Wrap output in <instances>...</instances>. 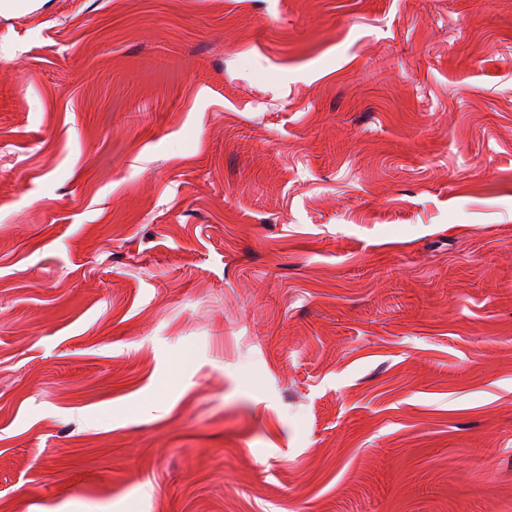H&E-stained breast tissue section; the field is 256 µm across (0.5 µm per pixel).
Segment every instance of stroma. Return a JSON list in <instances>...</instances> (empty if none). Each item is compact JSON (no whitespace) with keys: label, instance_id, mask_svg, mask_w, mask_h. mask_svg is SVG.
<instances>
[{"label":"stroma","instance_id":"stroma-1","mask_svg":"<svg viewBox=\"0 0 512 512\" xmlns=\"http://www.w3.org/2000/svg\"><path fill=\"white\" fill-rule=\"evenodd\" d=\"M0 512H512V0L0 8Z\"/></svg>","mask_w":512,"mask_h":512}]
</instances>
